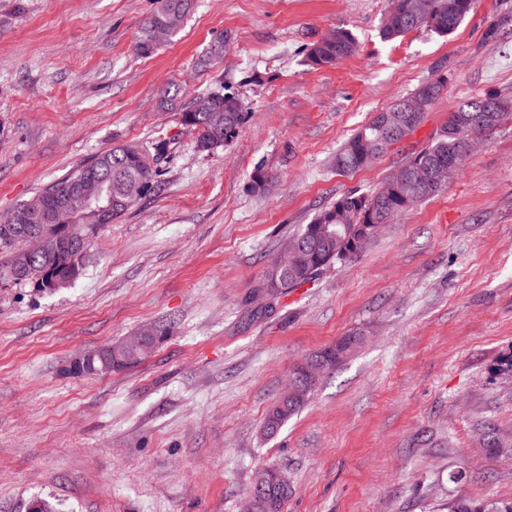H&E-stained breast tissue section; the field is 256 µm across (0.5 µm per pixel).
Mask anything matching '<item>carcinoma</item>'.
<instances>
[{
  "label": "carcinoma",
  "mask_w": 512,
  "mask_h": 512,
  "mask_svg": "<svg viewBox=\"0 0 512 512\" xmlns=\"http://www.w3.org/2000/svg\"><path fill=\"white\" fill-rule=\"evenodd\" d=\"M475 4L476 0H399L397 9L384 16L379 35L382 40L391 41L419 27H425L441 36L449 35L466 19ZM193 7L194 0H158L156 11L141 28L135 52L141 57L152 55L159 46L158 34H163L166 39L175 35ZM357 48V40L349 30L336 28L333 35L327 34L309 44L304 62L312 68L332 67L353 55ZM183 97V88L170 83L164 89L162 105L178 110L181 125L196 137L198 151L210 153L233 143L240 136L248 108L239 96L228 92L205 93L203 97L210 99V108L207 110L197 107L196 99L185 102ZM490 98L499 99L505 111L494 113L493 120L474 127V132L480 135L500 126L512 114V102L498 98V94L493 92L461 102L449 113L448 124L425 147L409 154L391 170L382 182V186L387 188L386 194L380 197L376 189L366 192L350 190L322 208L310 223L288 235L278 252L285 261L278 263L274 258L270 260L262 283L263 292L286 294L311 282L335 265L342 266L354 261L362 253L358 243L375 235V225L380 220L390 222L422 200L440 193L442 188L427 180L424 173L435 164H450L453 172L461 170L464 158L457 153L455 131L458 125L469 122ZM170 143L171 140L163 135L149 142L129 143L108 149L49 188L23 201L22 205L36 211L83 173H96L102 187V199L112 201V210L106 221L100 222L98 203L92 202L74 224L57 231L60 239L81 235L87 243L90 237L86 236L85 225L99 223L104 227L158 189V179L162 174L161 163L169 154ZM378 152V117L374 116L338 151L335 158L336 170L353 172L365 168L368 166L366 158ZM147 155L156 157L157 164L152 169L142 163ZM275 180L274 174L258 167L251 175L250 189L254 193H265ZM0 254L8 256L6 266L0 269L4 274L18 261V244L4 236L1 230ZM32 263L34 267L48 272L38 283V287L48 291L54 290V278L65 276L73 283L84 272L71 252L53 242L48 252L34 256ZM146 332L150 333V339L157 344L172 332V326L166 323L146 325L137 335L142 336ZM359 340L358 336H344L336 343L313 352L305 361L323 359L329 363V368L335 369L355 350ZM112 349L120 354L126 368L140 363L149 352V349L131 345L125 340L112 344ZM310 396L305 375L294 370L289 379L288 392L282 394L266 413L264 433L268 436L277 434L291 417L300 412ZM275 474V469L266 467H260L253 473L251 486L262 485L270 490L262 501L260 512H284L292 496L290 491L278 490L274 482ZM448 512H512V501H477L460 495L448 505Z\"/></svg>",
  "instance_id": "1"
}]
</instances>
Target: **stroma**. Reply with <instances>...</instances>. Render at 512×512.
Returning a JSON list of instances; mask_svg holds the SVG:
<instances>
[{"label":"stroma","mask_w":512,"mask_h":512,"mask_svg":"<svg viewBox=\"0 0 512 512\" xmlns=\"http://www.w3.org/2000/svg\"><path fill=\"white\" fill-rule=\"evenodd\" d=\"M157 0H0V216L115 146L172 144L163 185L107 225L71 286L0 275V512H241L253 472H285V512H448L512 500V119L438 195L382 227L355 261L252 298L282 241L351 189L380 186L460 101L512 100V0H477L450 35L382 40L389 0H195L179 33L136 55ZM356 53L305 66L332 29ZM228 43L210 67L211 43ZM446 77L418 128L372 166L337 149L373 113ZM232 92L241 136L198 152L168 83ZM272 193L249 190L256 167ZM173 331L138 366L67 377L143 325ZM363 342L277 436L263 419L297 362ZM448 512H512V501H477L460 495L448 505Z\"/></svg>","instance_id":"obj_1"}]
</instances>
